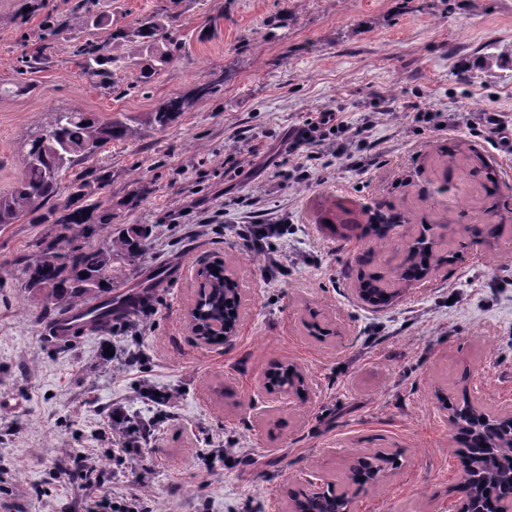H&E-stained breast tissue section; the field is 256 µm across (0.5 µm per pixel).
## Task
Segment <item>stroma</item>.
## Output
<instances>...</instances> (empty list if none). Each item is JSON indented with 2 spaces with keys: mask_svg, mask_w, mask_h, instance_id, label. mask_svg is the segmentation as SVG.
Instances as JSON below:
<instances>
[{
  "mask_svg": "<svg viewBox=\"0 0 512 512\" xmlns=\"http://www.w3.org/2000/svg\"><path fill=\"white\" fill-rule=\"evenodd\" d=\"M0 0V194L21 175L27 137L56 113L136 117L139 136L78 165L82 205L149 236L115 291L166 278L129 322L61 339L22 268L54 235L30 216L0 228V512H97L110 498L139 512H291L354 459L378 448L399 464L353 496L354 512H459L462 465L449 401L512 411V152L467 124L512 118V60L482 64L487 44L512 46V0ZM166 8L182 49L150 82L136 69L109 86L86 73L75 44L96 41ZM60 29L38 63L46 18ZM211 83V96L166 129L151 112ZM434 110L443 128L412 116ZM323 112L377 124L345 167L328 145L293 151L288 136ZM477 152L494 170L465 171ZM303 170L305 178L294 177ZM401 214L378 251L387 270L425 228L457 256L386 307L361 299L356 259L370 239L340 240L337 203ZM285 222L274 255L237 235ZM503 225L475 244L470 229ZM282 271L262 275L269 258ZM223 262L245 297L238 333L200 344L188 322L199 268ZM112 356H105V349ZM295 365L303 395L268 390L273 363ZM171 396L159 410L142 388ZM152 427L124 452L113 408Z\"/></svg>",
  "mask_w": 512,
  "mask_h": 512,
  "instance_id": "1",
  "label": "stroma"
}]
</instances>
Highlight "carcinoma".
<instances>
[{"label":"carcinoma","mask_w":512,"mask_h":512,"mask_svg":"<svg viewBox=\"0 0 512 512\" xmlns=\"http://www.w3.org/2000/svg\"><path fill=\"white\" fill-rule=\"evenodd\" d=\"M166 18L167 10H158L132 34L112 33L114 40H129V48L123 53L110 52L106 42L85 45L78 50L84 68L105 82L113 71L126 67L136 55L156 54L159 62L170 61L181 44L173 38ZM213 89L212 85H202L187 94L169 96L151 113L150 122L161 130L170 127ZM138 131L137 119L132 117L102 121L87 112H58L48 129L26 142L22 174L10 192L0 195V225L13 224L20 216L29 214L36 216L39 224L51 220L57 227L53 239L43 244L39 255L25 261L22 269L27 289L44 298L42 317L51 323L58 315L88 305L92 328L105 329L114 319L146 301L161 285V277L150 275L133 285V290L112 294L126 263L147 238L146 226L127 224L114 229L109 209L93 213L69 205L56 217L43 211L45 203L57 194L63 173L112 141L133 139ZM399 224L396 218L379 214L369 217L366 224L355 222L347 228L359 229L363 235L371 232L382 244L391 239L390 232ZM99 233L105 234L103 241L97 245L89 242L91 236ZM431 250L432 243L420 236L407 245L406 257L390 268L388 275L360 273V292L375 307L388 305L397 295L396 287L410 286L429 274ZM200 277L208 292L198 321L206 326L237 320L241 292L233 274L224 264L213 263L201 268ZM267 379L272 387L296 390L302 383L296 367L288 363L273 367ZM448 410L458 426L463 481L472 489L464 498L461 512H473L479 506L494 512L500 503L512 497V421L495 418L467 399L461 404L448 403ZM370 478L371 470L360 460L355 469L329 483L320 498L335 507V512H341L348 488L353 484L362 487Z\"/></svg>","instance_id":"obj_1"}]
</instances>
